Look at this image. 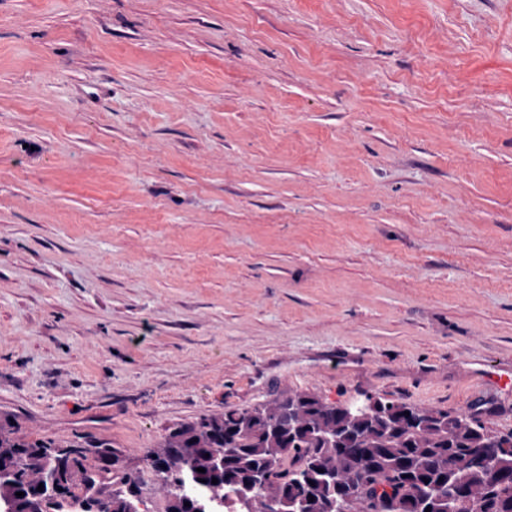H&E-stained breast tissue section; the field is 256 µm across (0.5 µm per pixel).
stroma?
<instances>
[{"mask_svg": "<svg viewBox=\"0 0 512 512\" xmlns=\"http://www.w3.org/2000/svg\"><path fill=\"white\" fill-rule=\"evenodd\" d=\"M294 392L512 432V0H0V423Z\"/></svg>", "mask_w": 512, "mask_h": 512, "instance_id": "35a3bbf8", "label": "stroma"}]
</instances>
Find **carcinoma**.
<instances>
[{
    "instance_id": "cac0c4a2",
    "label": "carcinoma",
    "mask_w": 512,
    "mask_h": 512,
    "mask_svg": "<svg viewBox=\"0 0 512 512\" xmlns=\"http://www.w3.org/2000/svg\"><path fill=\"white\" fill-rule=\"evenodd\" d=\"M147 491L159 512H512V433L472 412L378 397L360 415L296 392L177 423L134 470L107 442L0 427V512H140Z\"/></svg>"
}]
</instances>
